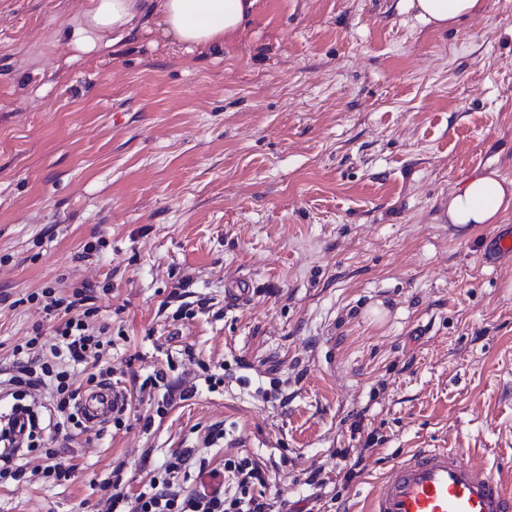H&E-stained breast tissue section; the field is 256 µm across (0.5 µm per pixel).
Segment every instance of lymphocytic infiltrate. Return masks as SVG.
Listing matches in <instances>:
<instances>
[{"label":"lymphocytic infiltrate","mask_w":512,"mask_h":512,"mask_svg":"<svg viewBox=\"0 0 512 512\" xmlns=\"http://www.w3.org/2000/svg\"><path fill=\"white\" fill-rule=\"evenodd\" d=\"M47 319L56 323L54 341L49 348L39 346L38 338L13 349L14 361L7 378H0V400H10L9 411L0 414V485L22 481L27 470L19 464L20 452L42 458L37 476L62 483L74 475L73 466L59 458L52 443L71 440L86 427L79 414L80 391L74 388L71 367L91 366L88 384L99 386L110 380L112 371L102 367L104 338L111 335L110 324L98 321V309L92 303L94 289L84 285L71 298L56 296L54 289H42ZM25 432L23 448L14 445V430ZM210 466L206 457L186 448L172 453L157 475L137 494H130L113 468L112 478L104 482V496L98 512H276V504L267 499L265 470L247 456L228 455L224 471L232 485L228 488L187 489L193 473H205Z\"/></svg>","instance_id":"lymphocytic-infiltrate-1"}]
</instances>
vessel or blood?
Wrapping results in <instances>:
<instances>
[{
  "label": "vessel or blood",
  "mask_w": 512,
  "mask_h": 512,
  "mask_svg": "<svg viewBox=\"0 0 512 512\" xmlns=\"http://www.w3.org/2000/svg\"><path fill=\"white\" fill-rule=\"evenodd\" d=\"M125 404L121 390L103 385L80 402L79 411L96 427ZM367 512H512V492L459 449L417 448L382 479Z\"/></svg>",
  "instance_id": "vessel-or-blood-1"
}]
</instances>
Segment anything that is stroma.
I'll return each mask as SVG.
<instances>
[{"mask_svg": "<svg viewBox=\"0 0 512 512\" xmlns=\"http://www.w3.org/2000/svg\"><path fill=\"white\" fill-rule=\"evenodd\" d=\"M88 3L0 0V366L43 320L29 294L101 286L126 426L75 436L65 484L1 485L0 512H91L113 467L136 492L183 448L261 461L288 512H362L414 448L512 486V256L485 257L512 214H447L512 179V0L448 32L407 0H257L220 48L143 15L85 53ZM162 367L198 391L147 429L132 377ZM512 211V180L493 170L468 179L448 197V221L460 227L500 224Z\"/></svg>", "mask_w": 512, "mask_h": 512, "instance_id": "obj_1", "label": "stroma"}]
</instances>
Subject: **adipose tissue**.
<instances>
[{"label": "adipose tissue", "instance_id": "adipose-tissue-1", "mask_svg": "<svg viewBox=\"0 0 512 512\" xmlns=\"http://www.w3.org/2000/svg\"><path fill=\"white\" fill-rule=\"evenodd\" d=\"M256 0H92L84 14L85 26L75 39L84 50L92 49L93 34L122 31L145 13L159 18L166 35L186 47L223 44L242 31ZM417 19L438 30L455 27L476 15L480 0H409ZM512 212V180L498 171L468 179L448 198V221L460 227L501 223Z\"/></svg>", "mask_w": 512, "mask_h": 512}]
</instances>
